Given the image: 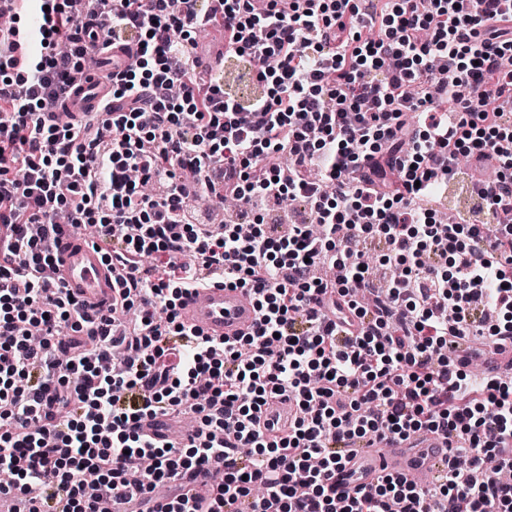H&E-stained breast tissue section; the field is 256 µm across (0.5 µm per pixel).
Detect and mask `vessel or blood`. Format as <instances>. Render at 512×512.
Instances as JSON below:
<instances>
[{"mask_svg": "<svg viewBox=\"0 0 512 512\" xmlns=\"http://www.w3.org/2000/svg\"><path fill=\"white\" fill-rule=\"evenodd\" d=\"M227 48L224 41L211 44L199 56V71L208 75L221 66ZM60 264L53 276L89 314L105 315L116 297L119 264L104 260L99 244L83 236L74 226H66L56 243ZM181 321L215 339H234L254 331L258 312L255 299L247 290L223 283L194 287L184 296L179 308ZM297 417L292 399L278 396L264 407L260 426L268 439L285 436ZM448 442L432 433L407 440L388 439L362 446L348 467L337 471L335 480L343 485L351 471H359L361 485L374 482L383 471L399 473L412 482H420L446 460Z\"/></svg>", "mask_w": 512, "mask_h": 512, "instance_id": "b4317fda", "label": "vessel or blood"}]
</instances>
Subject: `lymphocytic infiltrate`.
<instances>
[{"instance_id":"f902f5d3","label":"lymphocytic infiltrate","mask_w":512,"mask_h":512,"mask_svg":"<svg viewBox=\"0 0 512 512\" xmlns=\"http://www.w3.org/2000/svg\"><path fill=\"white\" fill-rule=\"evenodd\" d=\"M219 2L203 22L207 0H6L0 469L14 481L0 495L23 512H512L499 477L512 470V381L441 354L477 309L493 348L512 346V0H315L302 14ZM208 24L227 32L250 98L220 70L198 87L189 49ZM124 49L137 65L113 74L99 109L56 124L91 80L86 58ZM463 156L492 224L438 221ZM203 193L239 201L222 232L201 220ZM289 198L319 235L265 227ZM68 224L93 225L123 263L107 319L51 277ZM379 236L404 277L364 306L376 273L356 252ZM326 258L336 279H311ZM217 278L254 295L252 334L217 341L180 322L186 286ZM274 396L298 416L270 441L259 414ZM186 411L202 423L184 446L140 431ZM421 432L448 440L433 487L392 473L337 487L358 445ZM204 467L223 482L203 501L184 481ZM79 471L95 484L73 482ZM160 484L172 494L154 496Z\"/></svg>"}]
</instances>
